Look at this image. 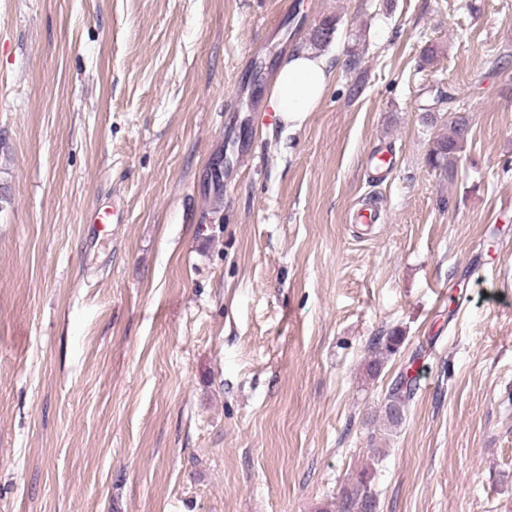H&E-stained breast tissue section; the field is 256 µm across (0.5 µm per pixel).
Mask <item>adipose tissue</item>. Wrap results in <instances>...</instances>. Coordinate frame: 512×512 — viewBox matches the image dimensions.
I'll return each mask as SVG.
<instances>
[{
    "instance_id": "ef3b65f1",
    "label": "adipose tissue",
    "mask_w": 512,
    "mask_h": 512,
    "mask_svg": "<svg viewBox=\"0 0 512 512\" xmlns=\"http://www.w3.org/2000/svg\"><path fill=\"white\" fill-rule=\"evenodd\" d=\"M331 72L322 57L300 51L279 67L268 98L276 118L302 125L322 98Z\"/></svg>"
}]
</instances>
